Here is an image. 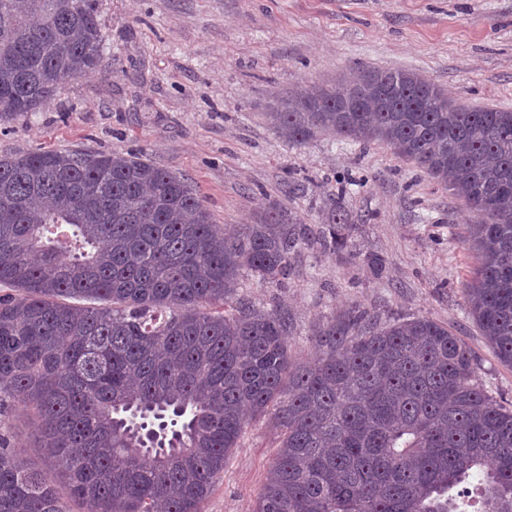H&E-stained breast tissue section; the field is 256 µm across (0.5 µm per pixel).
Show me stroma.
Wrapping results in <instances>:
<instances>
[{
	"label": "stroma",
	"mask_w": 512,
	"mask_h": 512,
	"mask_svg": "<svg viewBox=\"0 0 512 512\" xmlns=\"http://www.w3.org/2000/svg\"><path fill=\"white\" fill-rule=\"evenodd\" d=\"M96 9L104 68L0 125V155L140 152L181 175L230 231L273 200L325 223L336 177H364L347 199L348 252L302 250L284 286L244 277L238 295L288 310L290 353L302 364L316 360L312 332L331 314L429 316L471 349L488 394L512 401V367L464 296L473 216L381 143L320 133L298 144L266 115L275 95L357 67L414 71L463 104L512 110V0H96ZM368 252L384 257L382 275L357 261ZM35 428L20 409L7 425L23 458L44 467ZM277 450L271 416L253 419L204 512H254Z\"/></svg>",
	"instance_id": "1"
}]
</instances>
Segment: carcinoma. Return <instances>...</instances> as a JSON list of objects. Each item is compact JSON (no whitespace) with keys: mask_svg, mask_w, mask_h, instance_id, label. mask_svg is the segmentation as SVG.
Here are the masks:
<instances>
[{"mask_svg":"<svg viewBox=\"0 0 512 512\" xmlns=\"http://www.w3.org/2000/svg\"><path fill=\"white\" fill-rule=\"evenodd\" d=\"M93 0H0V124L104 67ZM269 118L382 142L476 217L470 314L512 367V111L471 107L406 70L365 68L287 93ZM306 224L271 201L227 237L176 172L141 153L0 156V424L21 405L85 512H203L249 421L279 451L255 512H512V404L469 347L427 316L352 308L292 362L290 317L236 289L279 285L303 248L342 253L346 199ZM74 299L93 301L89 306ZM0 512H69L55 479L0 433Z\"/></svg>","mask_w":512,"mask_h":512,"instance_id":"1","label":"carcinoma"}]
</instances>
